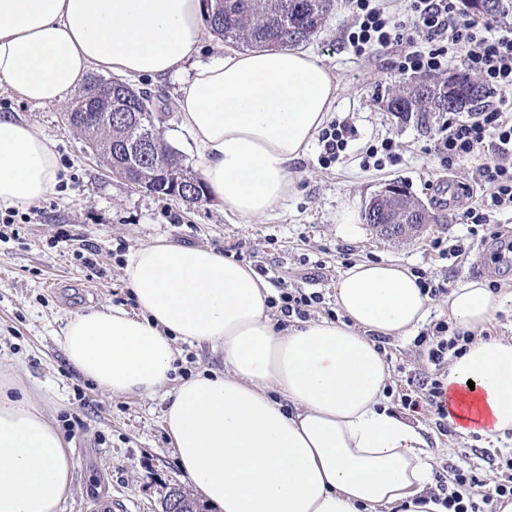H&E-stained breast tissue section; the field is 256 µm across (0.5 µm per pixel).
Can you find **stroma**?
<instances>
[{
  "instance_id": "obj_1",
  "label": "stroma",
  "mask_w": 512,
  "mask_h": 512,
  "mask_svg": "<svg viewBox=\"0 0 512 512\" xmlns=\"http://www.w3.org/2000/svg\"><path fill=\"white\" fill-rule=\"evenodd\" d=\"M351 24L349 0H338L325 25L301 49L339 79L341 91L329 117L349 118L355 138L344 159L331 165L322 161L320 143H313L292 168L294 191L269 215L249 222L225 212L223 202L213 197L189 207L113 177L88 153L85 136L65 123L64 103L32 106L0 80V113L34 124L53 143L60 164L59 182L38 203L32 220L0 223V378L23 387L74 449L72 490L59 512H75L88 486L100 482L125 497L128 512H162L171 488L192 489L164 428L166 392L150 397L105 393L67 363L60 344L71 314L102 306L137 313L125 278L126 258L157 239L210 247L240 263L267 267L269 276L320 295L313 312L317 320L337 319L336 281L360 261L393 260L454 288L482 280L498 286L502 298L485 333L512 340V254L489 243L458 263L431 249L437 237H468L470 226L462 215L483 192L476 161L445 168L428 151L437 121L423 128L387 111L390 88L414 79L395 67L409 44L356 54L347 40ZM182 81L174 74L139 78L133 85L153 94L156 128L182 165L197 175L201 156L177 108ZM387 137L400 147L397 163L365 164L367 147ZM392 182L440 215V222L402 239L384 237L363 222L370 199ZM346 208L360 217L358 235L348 240L337 226ZM85 248L94 250L93 264L78 258ZM377 344L389 370L387 404L401 410L409 379L434 375L435 367L415 337L381 338ZM176 350L177 379L224 368L222 355L210 346L180 341ZM406 417L429 441L433 472L441 477L469 467L481 478L499 477L500 458L512 457L511 432L489 447L481 436L441 431L431 412L410 411Z\"/></svg>"
}]
</instances>
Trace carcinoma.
I'll return each mask as SVG.
<instances>
[{"mask_svg": "<svg viewBox=\"0 0 512 512\" xmlns=\"http://www.w3.org/2000/svg\"><path fill=\"white\" fill-rule=\"evenodd\" d=\"M206 22L224 41L236 47L273 49L298 46L309 41L325 25L334 9L335 0H205ZM462 10L472 15H505L512 12V0H491L492 7L481 9L480 0H460ZM488 90L473 73L455 74L444 79L425 80L395 86L387 102V110L405 120L416 119L427 125L430 113L476 112L482 108ZM134 137L131 126L112 121L113 145ZM166 166L175 170L182 182H191L195 202L206 199L204 182L182 167L173 150L140 162L138 178L152 186V192L176 198L178 189L172 182L158 176ZM372 211L365 212L368 224H388L385 211L389 202L381 197L372 200Z\"/></svg>", "mask_w": 512, "mask_h": 512, "instance_id": "carcinoma-1", "label": "carcinoma"}]
</instances>
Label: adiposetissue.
<instances>
[{
  "label": "adipose tissue",
  "mask_w": 512,
  "mask_h": 512,
  "mask_svg": "<svg viewBox=\"0 0 512 512\" xmlns=\"http://www.w3.org/2000/svg\"><path fill=\"white\" fill-rule=\"evenodd\" d=\"M203 0H0V80L30 104L65 99L90 69L130 77L191 73L182 125L226 212L267 216L294 188L290 167L328 119L339 82L291 49L200 61ZM60 170L33 124L0 114V207L44 200ZM138 315L100 307L70 316L68 363L102 391L152 395L176 372L175 341L224 354L223 372L181 381L164 413L180 468L221 512H446L429 444L385 403L376 337L428 320L418 278L396 263L358 262L336 282L337 320L279 325L270 285L215 250L159 239L128 255ZM497 298L472 280L448 314L472 332L444 377L448 419L486 442L512 431V341L484 338ZM0 381V512H58L76 460L58 428Z\"/></svg>",
  "instance_id": "obj_1"
}]
</instances>
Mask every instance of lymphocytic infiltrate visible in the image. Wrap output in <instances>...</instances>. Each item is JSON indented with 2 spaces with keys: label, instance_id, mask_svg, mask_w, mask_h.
Instances as JSON below:
<instances>
[{
  "label": "lymphocytic infiltrate",
  "instance_id": "f902f5d3",
  "mask_svg": "<svg viewBox=\"0 0 512 512\" xmlns=\"http://www.w3.org/2000/svg\"><path fill=\"white\" fill-rule=\"evenodd\" d=\"M351 6L354 21L348 41L356 53L403 41L400 25L389 21L384 8L371 0H351ZM406 12L411 28L427 47L401 55L397 62L401 72H442L459 50L464 68L478 74L498 97L466 119L449 113L432 146L441 162L449 165L482 157L478 176L489 193L466 211L465 219L478 227L490 225L494 212L512 210V26L495 16L465 17L457 0H408ZM468 341V333L451 330L445 322L436 323L418 339L438 367L444 366L449 351ZM504 467V480L490 494L475 473L456 471L453 485L440 487L443 506L448 512H486L493 496L512 498V458L505 460Z\"/></svg>",
  "mask_w": 512,
  "mask_h": 512
}]
</instances>
